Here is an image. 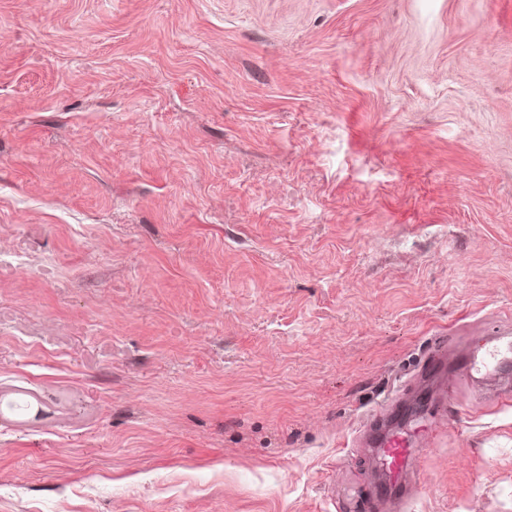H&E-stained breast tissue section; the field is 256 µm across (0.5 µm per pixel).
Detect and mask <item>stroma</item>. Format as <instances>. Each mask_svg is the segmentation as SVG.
<instances>
[{"mask_svg":"<svg viewBox=\"0 0 512 512\" xmlns=\"http://www.w3.org/2000/svg\"><path fill=\"white\" fill-rule=\"evenodd\" d=\"M0 512H512V0H0ZM401 425H396L386 432L379 443L381 452L378 457L379 468L383 474L380 485L381 494L398 492L404 469L419 457L425 448H412L415 440Z\"/></svg>","mask_w":512,"mask_h":512,"instance_id":"stroma-1","label":"stroma"}]
</instances>
